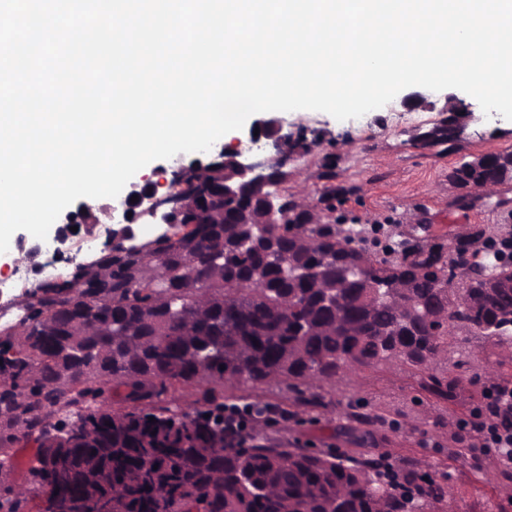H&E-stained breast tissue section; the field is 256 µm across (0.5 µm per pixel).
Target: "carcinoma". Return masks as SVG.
<instances>
[{"label": "carcinoma", "instance_id": "cac0c4a2", "mask_svg": "<svg viewBox=\"0 0 512 512\" xmlns=\"http://www.w3.org/2000/svg\"><path fill=\"white\" fill-rule=\"evenodd\" d=\"M319 167L316 197L345 190L335 167ZM271 178L292 224L238 223L268 192L224 201L218 164L201 200L224 223L194 216L146 249L118 240L80 272L25 285L30 314L0 325V473L31 439L27 493L62 485L72 510L106 497L91 480L106 471L122 489L112 512H424L428 495L402 500L379 459L234 439L210 415L236 383L286 382L318 407L317 389L381 363L421 372L449 401L456 382L437 366L455 330L512 345V266L478 247L493 232L482 225L383 243L353 226L346 248L336 225L294 211L290 171ZM489 181L512 183L511 152L448 168L459 202ZM336 286L338 308L325 294ZM177 391L193 394L192 412ZM52 428L60 435L42 440Z\"/></svg>", "mask_w": 512, "mask_h": 512}]
</instances>
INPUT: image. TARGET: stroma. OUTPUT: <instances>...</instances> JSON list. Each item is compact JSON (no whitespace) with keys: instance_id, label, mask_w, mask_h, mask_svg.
I'll return each mask as SVG.
<instances>
[{"instance_id":"stroma-1","label":"stroma","mask_w":512,"mask_h":512,"mask_svg":"<svg viewBox=\"0 0 512 512\" xmlns=\"http://www.w3.org/2000/svg\"><path fill=\"white\" fill-rule=\"evenodd\" d=\"M422 113L438 118L445 105L461 101L476 119L463 146L447 155L414 148L418 124L399 100L361 120L339 121L320 111L286 113L288 123L321 130L342 144L337 184L349 187L345 207L375 227L378 238L397 234L408 208L423 205L434 233H457L475 224L512 227V210L488 204L458 208L448 192V169L462 156L512 149V121L484 114L467 93L449 88L422 89ZM442 370L456 381L451 400L440 401L422 387V376L408 367L379 365L362 371L352 383L325 386L323 404L312 408L290 399L286 385L238 394L256 395L290 415L288 421L263 422V432L284 442L384 456L404 473L424 476L454 498L458 512H512V471H505L496 448L470 453L461 425L485 403V372L496 369L498 383L512 384V353L480 336L456 331Z\"/></svg>"}]
</instances>
